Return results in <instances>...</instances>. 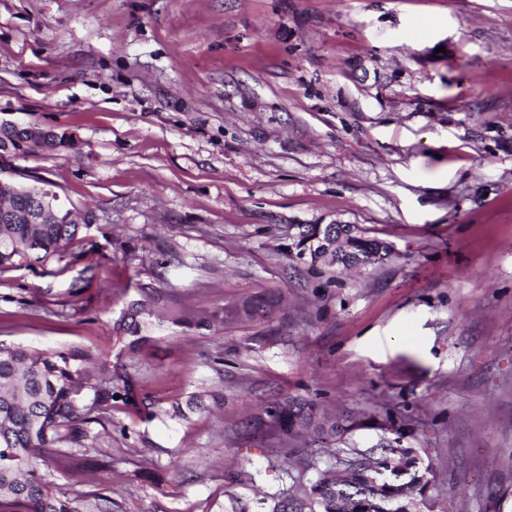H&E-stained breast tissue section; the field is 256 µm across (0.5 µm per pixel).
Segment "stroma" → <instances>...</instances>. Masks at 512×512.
<instances>
[{"label":"stroma","instance_id":"stroma-1","mask_svg":"<svg viewBox=\"0 0 512 512\" xmlns=\"http://www.w3.org/2000/svg\"><path fill=\"white\" fill-rule=\"evenodd\" d=\"M0 121L71 139L0 176L93 218L62 261L0 273V344L101 353L134 386L111 468L60 489L269 512L393 446L431 481L409 512H512V0H0ZM334 221L395 257L311 273L293 227ZM254 295L267 318L202 327ZM286 396L363 425L279 444ZM138 316V311H133L129 315L130 321L127 322L123 320V323H120L119 330L123 332L122 336L124 337L128 343L126 344L128 352L136 351L142 344L146 343L150 336L142 335V328H145V325H141L140 322L136 319Z\"/></svg>","mask_w":512,"mask_h":512}]
</instances>
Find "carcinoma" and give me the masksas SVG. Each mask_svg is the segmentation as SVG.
<instances>
[{
  "label": "carcinoma",
  "instance_id": "1",
  "mask_svg": "<svg viewBox=\"0 0 512 512\" xmlns=\"http://www.w3.org/2000/svg\"><path fill=\"white\" fill-rule=\"evenodd\" d=\"M22 141L15 128H0L1 150L10 146L17 155L36 153L22 147ZM4 201L19 216L12 222H0V272L21 262L43 266L60 258L66 246L89 228L72 220L67 224H30L25 219L28 200L0 187V203ZM338 229L344 233L336 246L342 267L377 264L394 254L390 243L365 236L355 225L340 224ZM137 316L135 311L119 325L129 352L149 340L141 334L143 325ZM117 398L125 403L134 398L127 372L89 350L1 347L0 512H114L112 496L62 491L42 466L52 453L63 463L98 451L106 425L112 424V403ZM268 415L285 443L299 428L308 432L311 443L322 446L355 427L352 419L328 416L311 403L288 399L271 407ZM405 474L409 476L407 484L395 477L388 486L376 485L371 469L363 462L343 469L331 463L298 493L274 498L272 512H363V502L382 498L390 500L389 512H408V484L422 483L424 475L413 458L407 461Z\"/></svg>",
  "mask_w": 512,
  "mask_h": 512
}]
</instances>
